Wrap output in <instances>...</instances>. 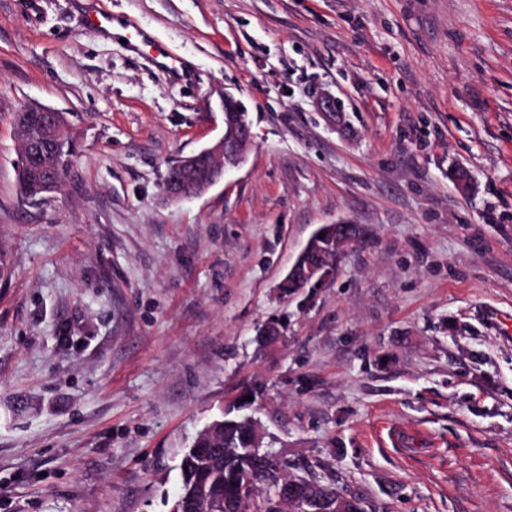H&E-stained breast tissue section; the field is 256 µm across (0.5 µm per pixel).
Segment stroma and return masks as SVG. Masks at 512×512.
Segmentation results:
<instances>
[{
  "instance_id": "obj_1",
  "label": "stroma",
  "mask_w": 512,
  "mask_h": 512,
  "mask_svg": "<svg viewBox=\"0 0 512 512\" xmlns=\"http://www.w3.org/2000/svg\"><path fill=\"white\" fill-rule=\"evenodd\" d=\"M88 9L184 76L84 32ZM225 92L245 162L162 202ZM31 104L78 132L36 205ZM342 219L368 236L335 279L281 297ZM1 267L0 512H170L185 448L255 381L290 477L320 464L366 512H512V338L489 318L512 316V0H0ZM128 41L137 49L141 46L149 47L153 51L152 60L160 71L167 74H178L182 69V66L175 57L161 45L156 44L152 37L144 30L136 29L135 35H130Z\"/></svg>"
}]
</instances>
